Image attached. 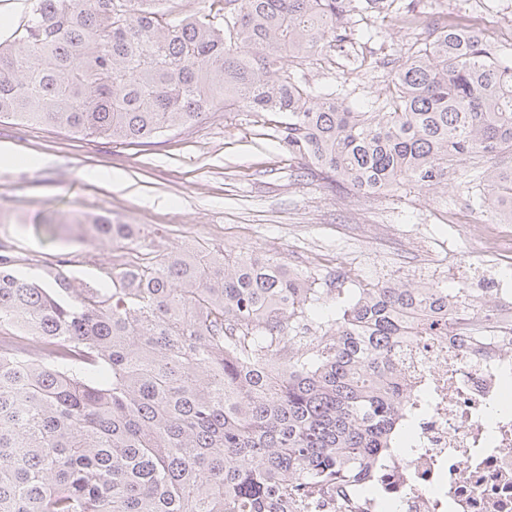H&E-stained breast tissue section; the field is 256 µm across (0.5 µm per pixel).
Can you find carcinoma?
<instances>
[{"label": "carcinoma", "mask_w": 512, "mask_h": 512, "mask_svg": "<svg viewBox=\"0 0 512 512\" xmlns=\"http://www.w3.org/2000/svg\"><path fill=\"white\" fill-rule=\"evenodd\" d=\"M29 0L0 42V120L137 144L226 112L281 118L312 172L379 195L448 188V170L512 153V62L441 14L390 61L364 110L300 72L413 29L418 0ZM481 209L512 224V164L478 175ZM137 239L110 214L74 220ZM0 243V512H321L357 506L405 453L408 390L392 361L410 336L483 337L501 305L465 289L390 282L329 288L276 253L152 250L75 286L20 268Z\"/></svg>", "instance_id": "1"}]
</instances>
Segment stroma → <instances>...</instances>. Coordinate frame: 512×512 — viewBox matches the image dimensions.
I'll return each mask as SVG.
<instances>
[{"instance_id": "35a3bbf8", "label": "stroma", "mask_w": 512, "mask_h": 512, "mask_svg": "<svg viewBox=\"0 0 512 512\" xmlns=\"http://www.w3.org/2000/svg\"><path fill=\"white\" fill-rule=\"evenodd\" d=\"M420 7L464 24L482 14L485 44L512 55V0H420ZM375 25L378 38L357 40L358 56L394 59L419 36L387 18ZM389 74V68H357L340 56L312 66L305 79L313 88L342 87L351 100L369 103ZM101 169L120 174L122 184L98 178ZM476 174L467 161L449 170L448 188L438 194L407 186L361 196L302 174L300 160L279 143L275 117L258 123L220 107L196 126L130 146L6 120L0 122V241L37 272L61 270L78 282L141 249L163 253L201 244L219 252L270 250L318 279L343 268L363 285L435 282L469 289L478 301L494 271L476 268L481 245L465 226L494 218L469 200ZM86 212L140 225L142 237L104 244L85 236L72 219ZM49 213L69 224L53 242L36 230L39 215Z\"/></svg>"}]
</instances>
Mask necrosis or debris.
I'll list each match as a JSON object with an SVG mask.
<instances>
[{
  "label": "necrosis or debris",
  "instance_id": "1",
  "mask_svg": "<svg viewBox=\"0 0 512 512\" xmlns=\"http://www.w3.org/2000/svg\"><path fill=\"white\" fill-rule=\"evenodd\" d=\"M486 338L417 336L401 343L396 378L415 413L405 465L384 476L399 512H512V411L500 410L512 374V315Z\"/></svg>",
  "mask_w": 512,
  "mask_h": 512
}]
</instances>
